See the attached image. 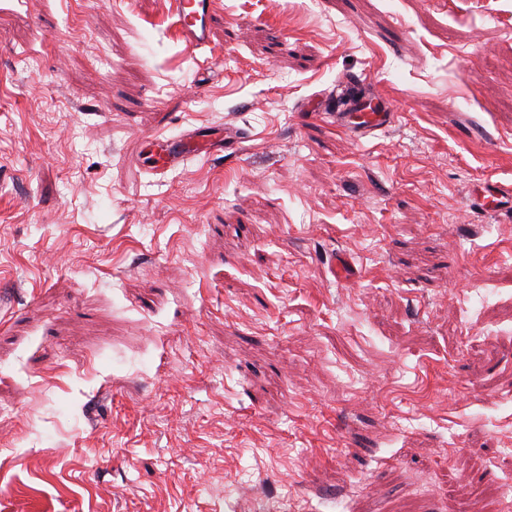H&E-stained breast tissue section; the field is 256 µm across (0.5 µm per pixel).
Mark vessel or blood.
<instances>
[{
  "label": "vessel or blood",
  "mask_w": 512,
  "mask_h": 512,
  "mask_svg": "<svg viewBox=\"0 0 512 512\" xmlns=\"http://www.w3.org/2000/svg\"><path fill=\"white\" fill-rule=\"evenodd\" d=\"M171 10L177 19L180 38L188 50L195 51L209 45L214 0H171ZM333 120L337 128L360 140L392 128L396 115L386 109L382 94L377 92L354 95L349 110L334 113ZM242 138L239 130L229 127L220 135L209 130H196L157 139L159 152L151 170L161 174L190 160L223 153L239 144Z\"/></svg>",
  "instance_id": "b4317fda"
}]
</instances>
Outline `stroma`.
I'll use <instances>...</instances> for the list:
<instances>
[{
  "label": "stroma",
  "mask_w": 512,
  "mask_h": 512,
  "mask_svg": "<svg viewBox=\"0 0 512 512\" xmlns=\"http://www.w3.org/2000/svg\"><path fill=\"white\" fill-rule=\"evenodd\" d=\"M0 0V512H481L512 485V0ZM357 75L397 123L315 115ZM234 154L148 172L147 137ZM204 235H197V226ZM352 274L336 275L337 256ZM171 10L177 18L180 38L188 50L209 45L213 0H172Z\"/></svg>",
  "instance_id": "35a3bbf8"
}]
</instances>
